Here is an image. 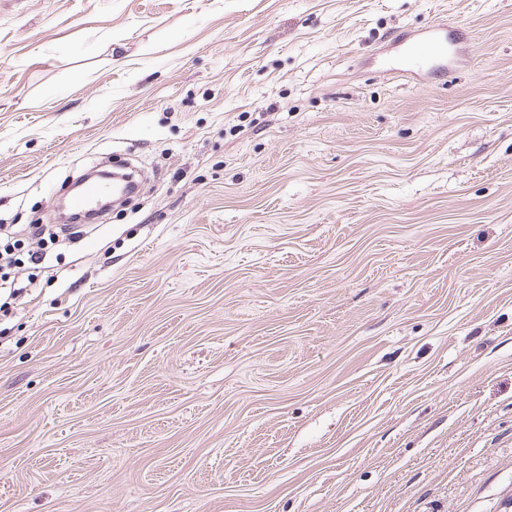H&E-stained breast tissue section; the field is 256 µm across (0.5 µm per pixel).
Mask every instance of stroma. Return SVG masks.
Segmentation results:
<instances>
[{
    "label": "stroma",
    "instance_id": "35a3bbf8",
    "mask_svg": "<svg viewBox=\"0 0 512 512\" xmlns=\"http://www.w3.org/2000/svg\"><path fill=\"white\" fill-rule=\"evenodd\" d=\"M98 164L0 309V512H512V0H0V225ZM103 187L97 183H89L85 189L69 200V207L75 212H87L94 208Z\"/></svg>",
    "mask_w": 512,
    "mask_h": 512
}]
</instances>
